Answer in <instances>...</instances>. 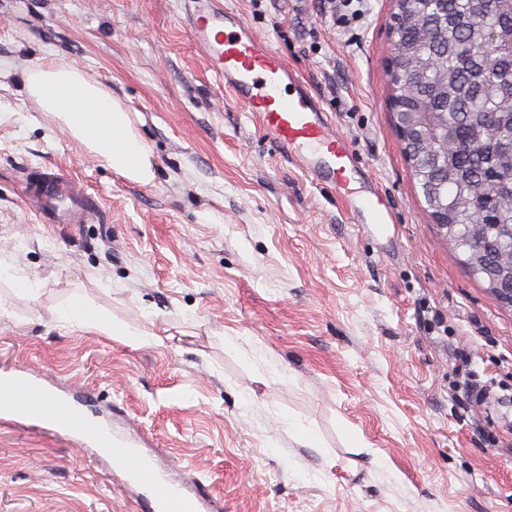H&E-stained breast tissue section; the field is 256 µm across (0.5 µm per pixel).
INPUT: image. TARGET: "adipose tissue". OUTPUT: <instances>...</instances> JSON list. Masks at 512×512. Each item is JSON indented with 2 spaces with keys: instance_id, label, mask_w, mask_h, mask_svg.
I'll return each instance as SVG.
<instances>
[{
  "instance_id": "obj_1",
  "label": "adipose tissue",
  "mask_w": 512,
  "mask_h": 512,
  "mask_svg": "<svg viewBox=\"0 0 512 512\" xmlns=\"http://www.w3.org/2000/svg\"><path fill=\"white\" fill-rule=\"evenodd\" d=\"M26 89L106 166L143 184L154 178L151 156L129 113L79 70L52 61L26 75Z\"/></svg>"
}]
</instances>
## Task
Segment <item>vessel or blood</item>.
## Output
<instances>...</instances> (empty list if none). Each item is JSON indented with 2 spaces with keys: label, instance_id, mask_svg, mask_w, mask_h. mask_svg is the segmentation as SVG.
<instances>
[{
  "label": "vessel or blood",
  "instance_id": "b4317fda",
  "mask_svg": "<svg viewBox=\"0 0 512 512\" xmlns=\"http://www.w3.org/2000/svg\"><path fill=\"white\" fill-rule=\"evenodd\" d=\"M183 22L192 43L224 88L254 113L276 147L316 186L335 195L354 224L385 234L396 223L386 192L373 182L351 142L338 134L322 99L311 92L268 39L260 37L224 0H187ZM44 218L83 224L96 216L99 199L83 191L63 169L49 165L36 197ZM0 411L54 424L69 435L105 448L126 483L145 493V512H210L206 497L173 485L136 448L133 438L112 434L79 400L49 396L34 377H0Z\"/></svg>",
  "mask_w": 512,
  "mask_h": 512
}]
</instances>
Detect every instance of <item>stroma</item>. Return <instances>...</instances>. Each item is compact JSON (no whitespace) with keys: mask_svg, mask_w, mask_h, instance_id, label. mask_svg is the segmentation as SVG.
<instances>
[{"mask_svg":"<svg viewBox=\"0 0 512 512\" xmlns=\"http://www.w3.org/2000/svg\"><path fill=\"white\" fill-rule=\"evenodd\" d=\"M323 100L398 210L352 224L221 87L180 0H0V374L85 395L174 483L224 512H512V409L462 408L452 353L512 394V307L432 224L389 106L392 0H224ZM54 59L132 114L155 178L102 164L25 88ZM101 201L43 224L41 168ZM81 299L159 334L57 320ZM309 428L312 439L290 431ZM0 512H141L98 449L0 419ZM353 2H356V4H353ZM368 0H324V5L327 4V12L330 13L332 17H335V23H336V15L338 16V19H345L346 16H349L348 9L353 6L350 15L352 19H355V21H361L363 20L369 10V3Z\"/></svg>","mask_w":512,"mask_h":512,"instance_id":"35a3bbf8","label":"stroma"}]
</instances>
